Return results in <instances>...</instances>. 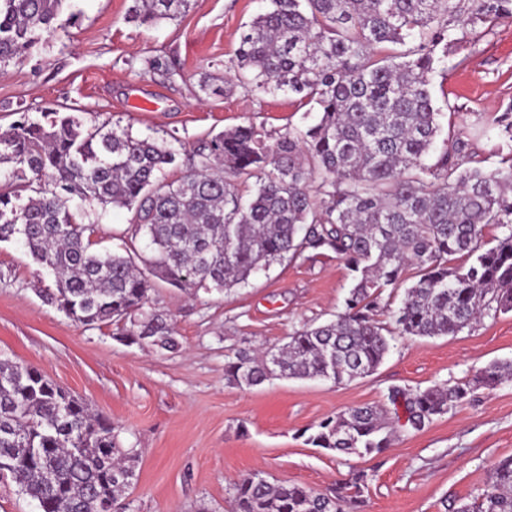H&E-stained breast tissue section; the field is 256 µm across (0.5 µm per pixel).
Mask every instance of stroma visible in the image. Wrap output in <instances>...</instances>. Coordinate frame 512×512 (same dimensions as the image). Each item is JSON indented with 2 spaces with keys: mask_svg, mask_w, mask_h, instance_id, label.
<instances>
[{
  "mask_svg": "<svg viewBox=\"0 0 512 512\" xmlns=\"http://www.w3.org/2000/svg\"><path fill=\"white\" fill-rule=\"evenodd\" d=\"M130 4L65 0L37 48L0 67V132L60 112L87 129L116 123L139 138L174 137L184 146L167 172L174 179L207 135L250 122L269 140L318 119L294 96L223 91L224 62L266 0H191L177 20L151 27L126 21ZM448 63L432 75L436 102L456 108L442 119L444 133L512 106V19L456 48ZM204 82L211 94L200 92ZM80 207L97 221L100 246H121L131 212L92 200ZM53 285L22 244L0 242V357L86 399L123 447L138 449L126 512H232L233 482L255 471L317 493L362 472L364 512H445L444 502L473 500L491 464L512 456V382L477 390L422 430L397 431L380 454H339L303 436L327 415L385 402L390 387L452 383L512 361V312L453 336L393 337L374 373L342 385L276 379L240 388L225 379L228 355L283 344L294 329L342 310L351 276L335 254L284 260L224 293L161 286L158 306L181 344L174 352L120 341L107 327H77L42 301L39 287Z\"/></svg>",
  "mask_w": 512,
  "mask_h": 512,
  "instance_id": "stroma-1",
  "label": "stroma"
}]
</instances>
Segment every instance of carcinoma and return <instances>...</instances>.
Here are the masks:
<instances>
[{
	"label": "carcinoma",
	"instance_id": "1",
	"mask_svg": "<svg viewBox=\"0 0 512 512\" xmlns=\"http://www.w3.org/2000/svg\"><path fill=\"white\" fill-rule=\"evenodd\" d=\"M63 0H0V64L22 58L51 29ZM190 0H132L125 20H175ZM512 0H268L242 26L224 62L255 96L292 93L321 113L268 143L253 124L228 128L192 151V170L167 180L173 143L127 129L85 130L71 115L22 120L0 133V242L22 243L54 287L43 301L86 329L115 327L130 344L173 352L174 323L155 307V281L181 290L228 291L272 263L332 252L352 272L344 310L305 324L261 356L225 364L226 380L254 387L274 378L336 385L375 371L392 334L455 335L512 312V151L474 165L460 130L428 165L443 132L429 75L447 68L448 44L476 45ZM477 131L512 148V107L477 115ZM132 212L124 252L100 251L98 228L74 197ZM500 234L492 245L484 231ZM146 237L144 258L134 240ZM397 306L389 286L408 280ZM392 310L395 329L377 316ZM512 380L494 362L471 381L394 387L416 431L465 403L475 389ZM399 416L378 406L328 415L309 435L318 448L381 453ZM136 448L112 422L37 368L0 359V480L40 512H107L136 479ZM366 474L330 492L272 484L250 473L233 485L234 512H362ZM452 512H512V457L496 461L477 505Z\"/></svg>",
	"mask_w": 512,
	"mask_h": 512
}]
</instances>
